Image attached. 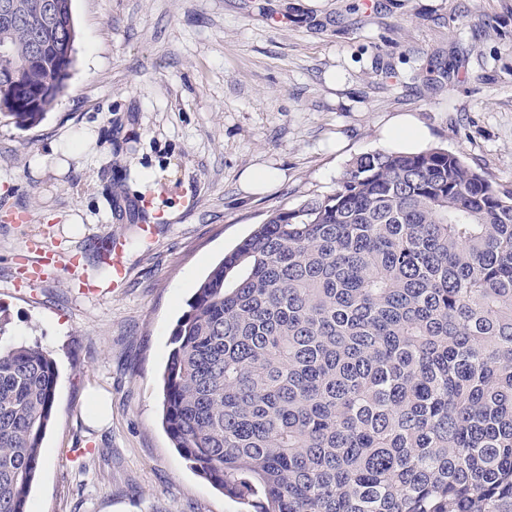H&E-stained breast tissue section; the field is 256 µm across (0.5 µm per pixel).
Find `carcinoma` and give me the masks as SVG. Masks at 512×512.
<instances>
[{"mask_svg": "<svg viewBox=\"0 0 512 512\" xmlns=\"http://www.w3.org/2000/svg\"><path fill=\"white\" fill-rule=\"evenodd\" d=\"M0 14V103L65 84L72 0ZM163 424L244 512H512V182L440 147L353 159L212 267L172 330ZM57 370L0 348V512H25Z\"/></svg>", "mask_w": 512, "mask_h": 512, "instance_id": "carcinoma-1", "label": "carcinoma"}]
</instances>
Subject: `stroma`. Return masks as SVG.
Masks as SVG:
<instances>
[{"instance_id": "1", "label": "stroma", "mask_w": 512, "mask_h": 512, "mask_svg": "<svg viewBox=\"0 0 512 512\" xmlns=\"http://www.w3.org/2000/svg\"><path fill=\"white\" fill-rule=\"evenodd\" d=\"M72 9L64 92L33 127L0 115V320L6 340L38 343L58 372L26 510L243 512L162 425L176 322L273 210L331 193L361 154L398 149V119L424 132L423 147L512 179V0ZM260 170L276 179L255 190ZM40 240L77 257V277L49 267L28 287L19 256ZM115 247L119 283L97 263ZM94 392L108 400L101 425L86 408Z\"/></svg>"}]
</instances>
